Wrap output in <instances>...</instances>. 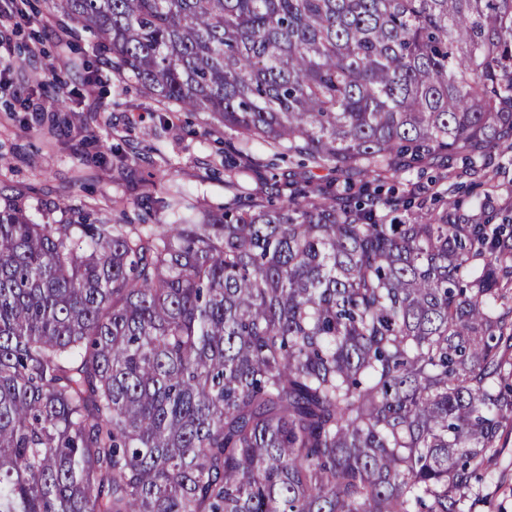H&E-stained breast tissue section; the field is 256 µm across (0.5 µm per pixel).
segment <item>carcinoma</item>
<instances>
[{"label":"carcinoma","mask_w":512,"mask_h":512,"mask_svg":"<svg viewBox=\"0 0 512 512\" xmlns=\"http://www.w3.org/2000/svg\"><path fill=\"white\" fill-rule=\"evenodd\" d=\"M52 3L336 186L197 221L176 189L171 224L0 196V512H479L512 424V0ZM444 163L446 196L370 188Z\"/></svg>","instance_id":"1"}]
</instances>
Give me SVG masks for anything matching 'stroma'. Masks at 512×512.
I'll return each mask as SVG.
<instances>
[{"mask_svg": "<svg viewBox=\"0 0 512 512\" xmlns=\"http://www.w3.org/2000/svg\"><path fill=\"white\" fill-rule=\"evenodd\" d=\"M27 17L0 0V187L39 224L91 212L110 223L147 214L178 189L197 210L233 199L262 200L272 188L269 147L251 144L236 176L224 169L231 147L202 112L164 104L112 69L90 35L28 0ZM65 79L56 90L57 79ZM504 453L482 483L484 512H512V427Z\"/></svg>", "mask_w": 512, "mask_h": 512, "instance_id": "stroma-1", "label": "stroma"}]
</instances>
